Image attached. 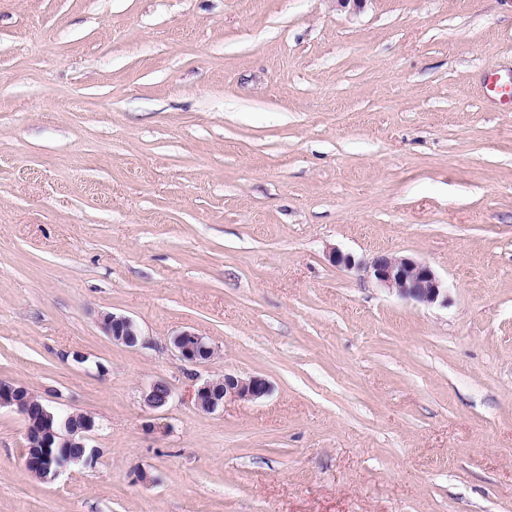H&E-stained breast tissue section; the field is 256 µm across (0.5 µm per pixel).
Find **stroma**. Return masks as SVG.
I'll list each match as a JSON object with an SVG mask.
<instances>
[{
	"mask_svg": "<svg viewBox=\"0 0 512 512\" xmlns=\"http://www.w3.org/2000/svg\"><path fill=\"white\" fill-rule=\"evenodd\" d=\"M494 80L512 0H0V379L98 424L42 482L0 409V512H512ZM381 253L447 305L378 288ZM226 373L272 392L198 410ZM380 287L421 304L448 303L441 279L433 268L409 257L379 255L367 269ZM99 324L103 332L115 342L130 348L143 344L144 335L140 327L127 316L105 313L100 316ZM172 344L181 359L191 364L209 360L215 351L208 340L191 330H183L175 335ZM172 396L171 386L162 380L153 381L143 392L144 405L158 410L165 407Z\"/></svg>",
	"mask_w": 512,
	"mask_h": 512,
	"instance_id": "obj_1",
	"label": "stroma"
}]
</instances>
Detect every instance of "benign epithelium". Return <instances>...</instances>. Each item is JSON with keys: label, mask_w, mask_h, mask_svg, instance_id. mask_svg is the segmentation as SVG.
Listing matches in <instances>:
<instances>
[{"label": "benign epithelium", "mask_w": 512, "mask_h": 512, "mask_svg": "<svg viewBox=\"0 0 512 512\" xmlns=\"http://www.w3.org/2000/svg\"><path fill=\"white\" fill-rule=\"evenodd\" d=\"M367 273L379 287L401 297L426 305L448 303L445 288L436 272L430 265L416 259L379 255L371 262ZM99 324L115 342L130 348L143 344L140 327L127 316L105 313L100 316ZM172 344L181 359L191 364L203 363L214 354L212 344L191 330L175 335ZM270 390V383L260 375L241 377L226 374L200 385L194 392V404L201 411L214 412L224 407L228 399L253 401L267 396ZM171 396V386L165 381L155 380L144 390L143 402L148 408L158 410L168 404ZM1 408H9L24 418L25 467L40 470L41 479L52 480L63 472V469L53 468L48 463L55 448L87 450L88 454L81 453L73 458L75 465L85 464L95 456V449L88 444L89 435L95 428L93 418H78L70 412L63 414L43 406L33 414L28 389L14 382L0 384Z\"/></svg>", "instance_id": "obj_1"}]
</instances>
